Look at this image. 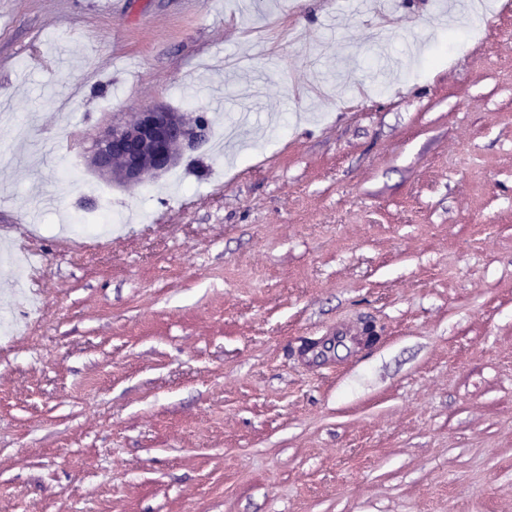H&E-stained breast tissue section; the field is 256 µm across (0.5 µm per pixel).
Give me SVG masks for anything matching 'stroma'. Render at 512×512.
<instances>
[{
  "label": "stroma",
  "mask_w": 512,
  "mask_h": 512,
  "mask_svg": "<svg viewBox=\"0 0 512 512\" xmlns=\"http://www.w3.org/2000/svg\"><path fill=\"white\" fill-rule=\"evenodd\" d=\"M452 2L0 0V512H512V9ZM153 104L222 150L100 178Z\"/></svg>",
  "instance_id": "1"
}]
</instances>
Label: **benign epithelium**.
<instances>
[{"instance_id": "1", "label": "benign epithelium", "mask_w": 512, "mask_h": 512, "mask_svg": "<svg viewBox=\"0 0 512 512\" xmlns=\"http://www.w3.org/2000/svg\"><path fill=\"white\" fill-rule=\"evenodd\" d=\"M201 114L175 116L163 105L146 106L122 124L103 128L89 150L88 164L120 184H144L175 166L206 132Z\"/></svg>"}]
</instances>
